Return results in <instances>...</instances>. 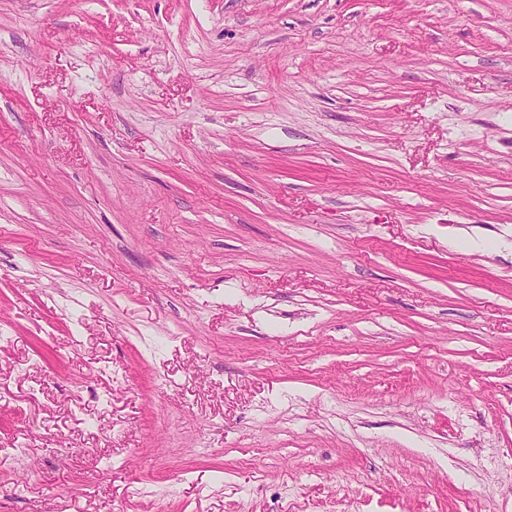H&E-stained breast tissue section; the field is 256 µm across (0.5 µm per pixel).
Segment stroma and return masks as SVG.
<instances>
[{
    "instance_id": "35a3bbf8",
    "label": "stroma",
    "mask_w": 512,
    "mask_h": 512,
    "mask_svg": "<svg viewBox=\"0 0 512 512\" xmlns=\"http://www.w3.org/2000/svg\"><path fill=\"white\" fill-rule=\"evenodd\" d=\"M0 512H512V0H0Z\"/></svg>"
}]
</instances>
